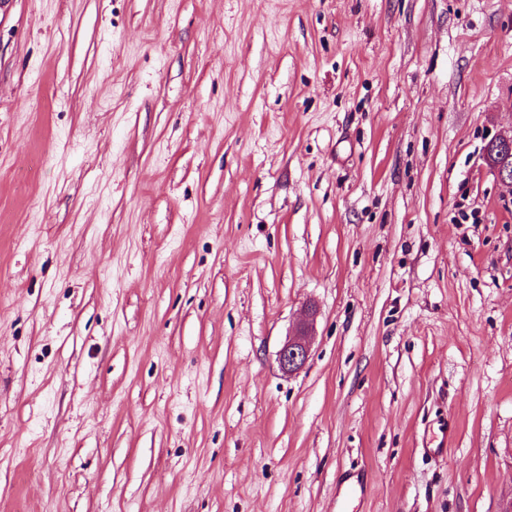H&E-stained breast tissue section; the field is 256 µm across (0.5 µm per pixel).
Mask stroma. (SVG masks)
<instances>
[{
	"label": "stroma",
	"instance_id": "stroma-1",
	"mask_svg": "<svg viewBox=\"0 0 512 512\" xmlns=\"http://www.w3.org/2000/svg\"><path fill=\"white\" fill-rule=\"evenodd\" d=\"M501 135L512 0H0V512H501ZM313 313L308 322L303 323L292 335L286 337L277 353L279 368L284 373H294L303 367L310 356V342L308 336L313 328ZM336 498L344 503L351 504L363 498L365 492V480L359 472H346L336 485Z\"/></svg>",
	"mask_w": 512,
	"mask_h": 512
}]
</instances>
